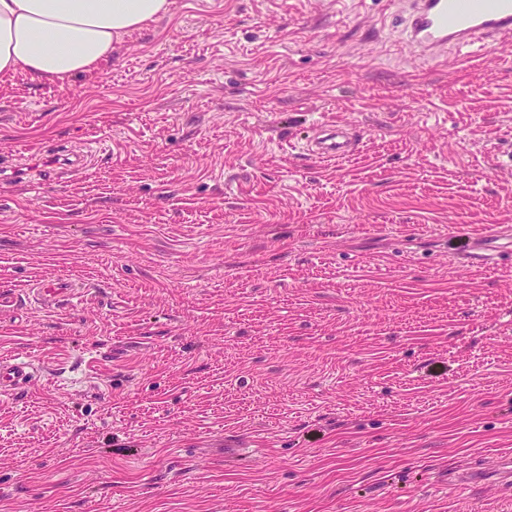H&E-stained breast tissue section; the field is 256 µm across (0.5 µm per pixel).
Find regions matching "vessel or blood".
<instances>
[{
    "instance_id": "1",
    "label": "vessel or blood",
    "mask_w": 512,
    "mask_h": 512,
    "mask_svg": "<svg viewBox=\"0 0 512 512\" xmlns=\"http://www.w3.org/2000/svg\"><path fill=\"white\" fill-rule=\"evenodd\" d=\"M406 20L409 42L421 53L435 54L448 48L468 50L487 39H512V0H412ZM319 155L340 158L348 144L336 132L315 142ZM29 362L0 363V390L15 391L31 383Z\"/></svg>"
}]
</instances>
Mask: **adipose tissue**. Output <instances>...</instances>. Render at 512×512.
I'll return each instance as SVG.
<instances>
[{
  "instance_id": "ef3b65f1",
  "label": "adipose tissue",
  "mask_w": 512,
  "mask_h": 512,
  "mask_svg": "<svg viewBox=\"0 0 512 512\" xmlns=\"http://www.w3.org/2000/svg\"><path fill=\"white\" fill-rule=\"evenodd\" d=\"M172 0H0V76L65 81L100 70L112 45Z\"/></svg>"
}]
</instances>
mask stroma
Wrapping results in <instances>:
<instances>
[{
  "label": "stroma",
  "instance_id": "stroma-1",
  "mask_svg": "<svg viewBox=\"0 0 512 512\" xmlns=\"http://www.w3.org/2000/svg\"><path fill=\"white\" fill-rule=\"evenodd\" d=\"M408 6L173 0L97 74L0 78V512H512V252L471 260L512 42L421 57ZM316 152L326 158H340L351 151L348 143L340 139L335 129L315 140ZM34 369L29 362L19 361L12 364L0 363V390L15 391L31 383Z\"/></svg>",
  "mask_w": 512,
  "mask_h": 512
}]
</instances>
